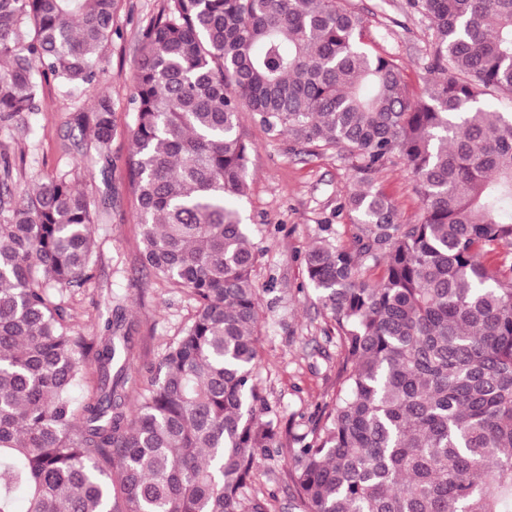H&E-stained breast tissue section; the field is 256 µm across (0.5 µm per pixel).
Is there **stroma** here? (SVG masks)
Wrapping results in <instances>:
<instances>
[{
  "label": "stroma",
  "mask_w": 512,
  "mask_h": 512,
  "mask_svg": "<svg viewBox=\"0 0 512 512\" xmlns=\"http://www.w3.org/2000/svg\"><path fill=\"white\" fill-rule=\"evenodd\" d=\"M164 5L165 0H121L115 15L119 35L102 50L104 70L96 92L112 102L108 164L95 162L91 131L71 122L76 110H90L91 93L68 94L56 81H44L38 112L21 127L0 126V163L9 162L15 191L32 187L38 176L63 175L92 201L94 277L65 292L70 323L90 342L111 314L123 311L134 326L132 371L142 378L196 311L187 290L140 264L138 202L127 167L134 65ZM348 5L363 19L372 50L396 59L409 92L420 93L433 42L428 21L408 0H348ZM241 130L254 146L243 218L259 252L253 272L260 297L257 383L278 424L281 448L261 459L248 494L265 501L268 512H291L284 473L292 438L309 431L334 399L343 359L336 325L306 285L303 255L327 232L337 244H351L355 220L341 203L353 186V171L343 152L267 132L250 113L242 114ZM372 182L392 201L402 223L420 220V195L399 159L375 172Z\"/></svg>",
  "instance_id": "stroma-1"
}]
</instances>
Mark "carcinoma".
I'll return each mask as SVG.
<instances>
[{"label":"carcinoma","mask_w":512,"mask_h":512,"mask_svg":"<svg viewBox=\"0 0 512 512\" xmlns=\"http://www.w3.org/2000/svg\"><path fill=\"white\" fill-rule=\"evenodd\" d=\"M409 4L435 34L415 97L345 0H166L135 71L129 167L140 263L197 307L134 404L131 328L119 315L88 343L63 301L94 277L90 200L64 175L17 200L4 164L0 512H263L245 490L278 428L255 384L244 112L348 152L357 182L351 245L304 256L347 364L294 437V510L512 512V113L481 106L512 101V0ZM118 6L0 0V125L38 110L37 63L96 88ZM73 120L107 158L111 101ZM394 156L418 187L416 224L371 182Z\"/></svg>","instance_id":"obj_1"}]
</instances>
